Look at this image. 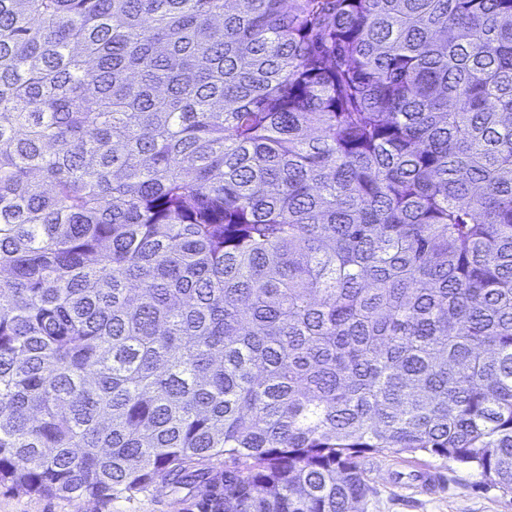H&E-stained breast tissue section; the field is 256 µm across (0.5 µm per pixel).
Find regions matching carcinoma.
<instances>
[{
	"label": "carcinoma",
	"mask_w": 512,
	"mask_h": 512,
	"mask_svg": "<svg viewBox=\"0 0 512 512\" xmlns=\"http://www.w3.org/2000/svg\"><path fill=\"white\" fill-rule=\"evenodd\" d=\"M383 452L512 494V0H0V486L359 512Z\"/></svg>",
	"instance_id": "cac0c4a2"
}]
</instances>
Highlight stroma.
<instances>
[{
	"label": "stroma",
	"mask_w": 512,
	"mask_h": 512,
	"mask_svg": "<svg viewBox=\"0 0 512 512\" xmlns=\"http://www.w3.org/2000/svg\"><path fill=\"white\" fill-rule=\"evenodd\" d=\"M366 467L376 493L363 504L365 512H512V496L485 485L481 475L442 457L422 456L406 462L388 454L371 456ZM436 473L428 490L411 486L408 475L418 469ZM188 490L160 488L133 498L102 503L81 502L0 486V512H187Z\"/></svg>",
	"instance_id": "stroma-1"
}]
</instances>
